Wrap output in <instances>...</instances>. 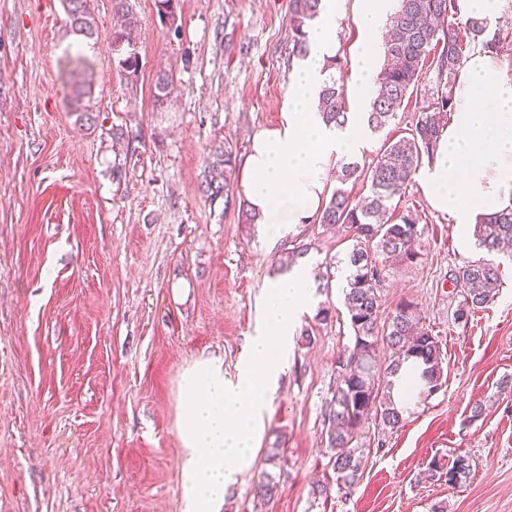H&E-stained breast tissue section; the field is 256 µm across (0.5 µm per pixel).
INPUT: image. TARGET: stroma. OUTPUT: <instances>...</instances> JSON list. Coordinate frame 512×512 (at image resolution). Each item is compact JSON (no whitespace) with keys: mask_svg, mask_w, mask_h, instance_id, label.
I'll use <instances>...</instances> for the list:
<instances>
[{"mask_svg":"<svg viewBox=\"0 0 512 512\" xmlns=\"http://www.w3.org/2000/svg\"><path fill=\"white\" fill-rule=\"evenodd\" d=\"M132 3L136 77L112 57V0H85L99 39L72 79L67 55L82 39L63 0H0V512H182L179 374L210 355L234 374L261 291L299 243L312 273L334 278L312 288L288 338L254 465L223 512H512V263L492 303L454 324L450 276L485 253L463 247L415 180L392 206L423 226L421 259L390 269L381 314L418 304L440 342L443 386L410 404L399 428H370L350 491L312 494L332 474L322 430L351 340V242L312 222L269 244L246 223L241 189L214 201L199 190L211 149L244 158L252 135L279 119L295 61L288 0H178L170 21L155 0ZM161 72L173 85L159 110ZM82 86L90 127L68 108ZM422 104L411 97L387 133L367 134L356 162L405 135ZM322 308L328 321L316 318ZM277 442L280 489L267 501L254 485ZM458 455L472 459L466 483L427 477L431 459Z\"/></svg>","mask_w":512,"mask_h":512,"instance_id":"obj_1","label":"stroma"}]
</instances>
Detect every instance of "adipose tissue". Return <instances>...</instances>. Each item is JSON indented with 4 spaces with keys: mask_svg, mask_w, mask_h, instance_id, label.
Segmentation results:
<instances>
[{
    "mask_svg": "<svg viewBox=\"0 0 512 512\" xmlns=\"http://www.w3.org/2000/svg\"><path fill=\"white\" fill-rule=\"evenodd\" d=\"M357 2L363 39L351 62L345 125H327L316 106L342 16V0H321L320 15L307 28L310 51L292 69L278 125L251 139L240 184L247 207L271 239L319 212L330 170L358 153L365 140L363 106L375 91L379 34L396 0ZM455 95L456 109L419 178L430 207L447 215L467 241L481 215L512 205V78L480 50L463 66ZM310 286L303 269L269 282L235 379L225 378L218 356L198 358L182 370L176 429L184 512H221L229 488L251 468Z\"/></svg>",
    "mask_w": 512,
    "mask_h": 512,
    "instance_id": "adipose-tissue-1",
    "label": "adipose tissue"
}]
</instances>
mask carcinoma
Here are the masks:
<instances>
[{
	"instance_id": "carcinoma-1",
	"label": "carcinoma",
	"mask_w": 512,
	"mask_h": 512,
	"mask_svg": "<svg viewBox=\"0 0 512 512\" xmlns=\"http://www.w3.org/2000/svg\"><path fill=\"white\" fill-rule=\"evenodd\" d=\"M73 32L95 38L98 31L84 0H66ZM321 0H289V22L294 34L296 57L309 52L306 28L320 13ZM118 24L112 28V53L120 71L137 73L139 58L132 33L137 17L131 0H112ZM384 43V65L379 87L370 101L365 119L367 128L377 133L395 119L406 100L418 91V76L431 55H437L436 89L424 91L427 105L418 113L408 135L387 141L383 152L367 167L342 163L338 185L316 215L317 223L343 231L351 237L348 254L350 274L346 277L344 305L353 336L341 352L336 366V382L324 417V436L329 449L328 466L338 489H349L360 477L359 440L365 423L374 419L384 429H396L404 420L405 406L397 404L395 387L404 381V364L414 371L413 390L421 399L432 396L442 386L443 367L439 340L423 325L420 309L411 300L398 303L386 321H380V287L387 268L414 265L420 260L415 244L424 234L413 215L392 222L390 202L406 189L423 159L433 155L437 139L455 111L454 89L463 66L464 44L471 43L488 52L497 51L500 37L490 32L488 20L460 18L459 0H399L388 17ZM327 67L341 73L329 77L319 94L318 107L326 123L337 127L347 121L344 77L346 64L334 56ZM154 106L164 108L170 94L166 73L155 80ZM91 91L78 93L70 104L78 119L90 125L96 115L90 104ZM235 161L232 150L214 148L205 160L199 189L214 201L232 191ZM369 183V193L360 197L347 188L358 180ZM478 247L488 253L512 245V206L485 215L475 225ZM501 264L482 259L457 267L452 285L462 300L453 311V320L467 323L468 317L491 303L501 285ZM392 351L385 369L376 367L378 345ZM471 474L466 456L455 457L448 468V484L460 485ZM276 477L264 471L256 483V494L269 500L278 491Z\"/></svg>"
}]
</instances>
